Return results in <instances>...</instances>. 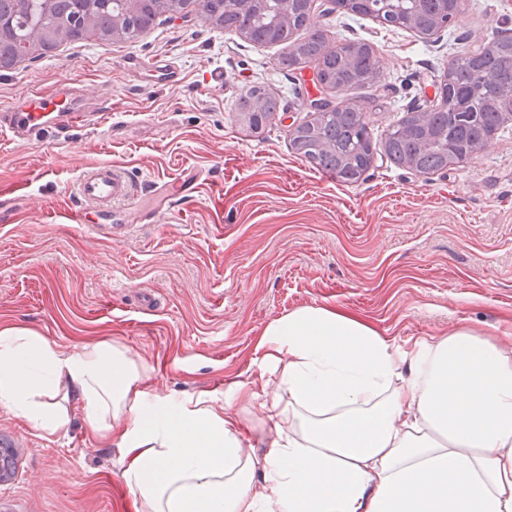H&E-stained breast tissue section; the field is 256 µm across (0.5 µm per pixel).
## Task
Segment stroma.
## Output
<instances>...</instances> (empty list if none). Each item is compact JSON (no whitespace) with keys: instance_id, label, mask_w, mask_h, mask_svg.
<instances>
[{"instance_id":"stroma-1","label":"stroma","mask_w":512,"mask_h":512,"mask_svg":"<svg viewBox=\"0 0 512 512\" xmlns=\"http://www.w3.org/2000/svg\"><path fill=\"white\" fill-rule=\"evenodd\" d=\"M334 44L366 43L380 61L371 87L329 91L361 101L375 139L410 112L429 111L455 56L512 35V0H467L455 23L424 39L312 0ZM283 44L256 45L199 17H160L131 41L62 44L0 71V109L22 93L66 81L113 129L72 131L62 148L0 142V188L17 196L0 218V327H28L66 350L106 339L153 369L156 393H220L257 378L258 341L273 320L304 305L358 314L405 340L455 324L501 337L512 321V125L470 163L431 175L376 149L353 184L309 167L290 148L309 117V68L283 70ZM178 82L165 80V67ZM255 86L280 100L259 132L234 105ZM112 163L138 188L200 177L174 197L164 222L123 241L70 223L82 171ZM155 299L143 309L141 294ZM19 444L0 512H126L119 448L92 441L82 411L48 436L0 407Z\"/></svg>"}]
</instances>
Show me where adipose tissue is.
Masks as SVG:
<instances>
[{"mask_svg": "<svg viewBox=\"0 0 512 512\" xmlns=\"http://www.w3.org/2000/svg\"><path fill=\"white\" fill-rule=\"evenodd\" d=\"M258 348L259 380L176 399L120 344L4 327L0 406L48 435L81 408L121 448L134 512H512L511 349L466 324L402 341L317 305Z\"/></svg>", "mask_w": 512, "mask_h": 512, "instance_id": "1", "label": "adipose tissue"}]
</instances>
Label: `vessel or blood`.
<instances>
[{
    "mask_svg": "<svg viewBox=\"0 0 512 512\" xmlns=\"http://www.w3.org/2000/svg\"><path fill=\"white\" fill-rule=\"evenodd\" d=\"M67 96V89L58 87L31 93L34 107L14 104L0 110V131H8L18 142L67 143L74 128L97 120L96 114L70 105ZM75 196L79 205L70 212V223L87 225L111 241L120 240L126 233L125 225L112 219L116 208H123L128 214L146 215L151 223L160 222L166 215L162 208L143 211L141 198L125 170L111 164L85 170L75 184Z\"/></svg>",
    "mask_w": 512,
    "mask_h": 512,
    "instance_id": "b4317fda",
    "label": "vessel or blood"
}]
</instances>
